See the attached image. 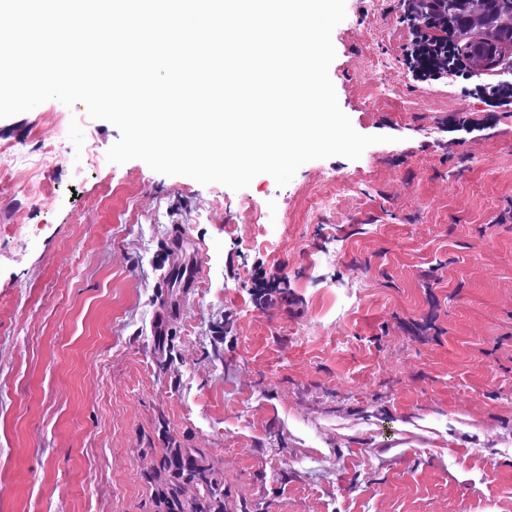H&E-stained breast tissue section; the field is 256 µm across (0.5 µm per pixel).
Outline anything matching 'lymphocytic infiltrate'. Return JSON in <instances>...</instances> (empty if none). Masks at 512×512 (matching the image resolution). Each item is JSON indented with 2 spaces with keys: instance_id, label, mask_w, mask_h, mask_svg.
<instances>
[{
  "instance_id": "obj_1",
  "label": "lymphocytic infiltrate",
  "mask_w": 512,
  "mask_h": 512,
  "mask_svg": "<svg viewBox=\"0 0 512 512\" xmlns=\"http://www.w3.org/2000/svg\"><path fill=\"white\" fill-rule=\"evenodd\" d=\"M482 3L460 0L452 11L448 0H399L400 20L411 29V38L403 47L404 64L417 83L444 78L472 82L486 106L507 113L512 111V66L496 68L487 81L467 64L471 15Z\"/></svg>"
}]
</instances>
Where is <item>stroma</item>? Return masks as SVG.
<instances>
[{
  "mask_svg": "<svg viewBox=\"0 0 512 512\" xmlns=\"http://www.w3.org/2000/svg\"><path fill=\"white\" fill-rule=\"evenodd\" d=\"M398 17L332 33L381 143L283 187L109 163L81 103L0 119L55 155L42 201L0 158V512H512V116L414 87Z\"/></svg>",
  "mask_w": 512,
  "mask_h": 512,
  "instance_id": "35a3bbf8",
  "label": "stroma"
}]
</instances>
